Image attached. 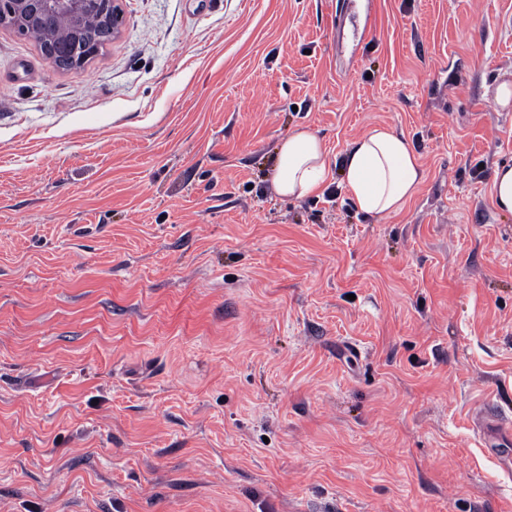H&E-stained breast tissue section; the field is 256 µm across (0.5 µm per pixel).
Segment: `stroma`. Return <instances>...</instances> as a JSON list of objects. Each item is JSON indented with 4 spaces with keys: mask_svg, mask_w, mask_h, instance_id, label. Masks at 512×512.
I'll return each instance as SVG.
<instances>
[{
    "mask_svg": "<svg viewBox=\"0 0 512 512\" xmlns=\"http://www.w3.org/2000/svg\"><path fill=\"white\" fill-rule=\"evenodd\" d=\"M122 6L64 71L0 29V512H512V0ZM377 124L404 212L275 193ZM328 168L321 139L308 128L296 127L277 148L274 190L282 197L304 198L324 187ZM492 199L495 207L504 213H512V164L496 167L492 180ZM477 435L484 448L501 461L508 472L511 470V461L508 459V450L512 446V426L502 421L488 404L479 409L475 415Z\"/></svg>",
    "mask_w": 512,
    "mask_h": 512,
    "instance_id": "35a3bbf8",
    "label": "stroma"
}]
</instances>
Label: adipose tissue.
I'll return each instance as SVG.
<instances>
[{
	"label": "adipose tissue",
	"instance_id": "1",
	"mask_svg": "<svg viewBox=\"0 0 512 512\" xmlns=\"http://www.w3.org/2000/svg\"><path fill=\"white\" fill-rule=\"evenodd\" d=\"M328 173L323 143L310 129L294 128L281 141L272 175L277 194L304 198L324 187ZM342 174L356 210L368 218L402 213L425 182L420 156L409 139L384 124L351 144Z\"/></svg>",
	"mask_w": 512,
	"mask_h": 512
}]
</instances>
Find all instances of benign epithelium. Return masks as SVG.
Listing matches in <instances>:
<instances>
[{"mask_svg":"<svg viewBox=\"0 0 512 512\" xmlns=\"http://www.w3.org/2000/svg\"><path fill=\"white\" fill-rule=\"evenodd\" d=\"M100 0H0V27L21 35L35 25L52 19L41 36L40 48L56 69L75 68L83 62L74 44L87 35V26L103 22L112 27V37L123 22L121 0H112V13L99 12Z\"/></svg>","mask_w":512,"mask_h":512,"instance_id":"7a95c632","label":"benign epithelium"}]
</instances>
